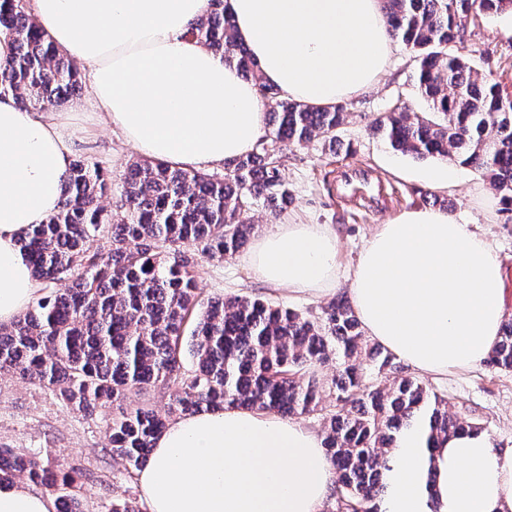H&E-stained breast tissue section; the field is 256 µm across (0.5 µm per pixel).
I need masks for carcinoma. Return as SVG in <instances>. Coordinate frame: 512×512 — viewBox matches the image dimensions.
I'll return each mask as SVG.
<instances>
[{
    "mask_svg": "<svg viewBox=\"0 0 512 512\" xmlns=\"http://www.w3.org/2000/svg\"><path fill=\"white\" fill-rule=\"evenodd\" d=\"M383 8L389 35L412 54L430 111L410 112L397 102L376 115L374 132L397 152L450 159L480 172L512 207V99L475 63L448 50L463 38L461 18L512 13V0H383ZM0 34L14 44L13 55L0 63L1 96L41 111L75 92L79 67L35 24L26 0H0ZM189 34L259 86L270 137L225 164L222 179L135 160L115 214L101 203L109 191L105 175L84 159L73 160L59 209L20 239L35 278L71 286L37 298L19 319L0 326V370L57 390L71 410L84 414L155 383L169 393L170 414L225 406L280 418L320 414L336 475L334 512H382L405 430L418 425L424 447L432 450L450 436L482 428L450 411L445 397L366 336L342 296L318 316L232 295L199 306L196 257L235 255L254 229L243 219L247 211L260 206L276 216L292 200L276 143L303 146L319 137L334 149L347 112L281 98L236 41L224 0H209ZM105 225L103 254L94 241ZM187 354L196 361L191 374L184 369ZM330 361L336 363L334 398L326 404L324 384L310 369ZM484 363L512 370V319L503 322ZM373 373L383 380H371ZM166 427V417L152 408H123L112 416L106 452L125 462L131 480ZM3 477H24L76 507L83 500L82 472L73 464L45 465L1 446ZM107 512L141 510L135 499L117 497Z\"/></svg>",
    "mask_w": 512,
    "mask_h": 512,
    "instance_id": "cac0c4a2",
    "label": "carcinoma"
}]
</instances>
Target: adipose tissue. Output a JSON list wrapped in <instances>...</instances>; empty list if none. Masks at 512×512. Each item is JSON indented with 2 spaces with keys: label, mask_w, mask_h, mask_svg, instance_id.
<instances>
[{
  "label": "adipose tissue",
  "mask_w": 512,
  "mask_h": 512,
  "mask_svg": "<svg viewBox=\"0 0 512 512\" xmlns=\"http://www.w3.org/2000/svg\"><path fill=\"white\" fill-rule=\"evenodd\" d=\"M207 0H30L48 38L89 78L88 103L138 154L178 168L246 156L265 126L257 88L188 34ZM236 38L288 99L328 107L375 86L393 53L382 0H224ZM71 143L62 116L0 97V325L38 284L19 238L59 207ZM338 240L325 224H274L249 256L263 283L332 292ZM504 261L472 225L413 209L381 225L349 278L366 336L431 375L485 360L506 317ZM145 512H322L334 474L318 433L234 407L184 415L137 475ZM388 512H512V452L482 433L436 454L404 437ZM0 512H54L51 497L0 482Z\"/></svg>",
  "instance_id": "1"
}]
</instances>
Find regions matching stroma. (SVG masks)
<instances>
[{
    "mask_svg": "<svg viewBox=\"0 0 512 512\" xmlns=\"http://www.w3.org/2000/svg\"><path fill=\"white\" fill-rule=\"evenodd\" d=\"M456 50L512 96L511 13L468 17L464 40ZM412 71L408 51L395 43L389 75L370 92L346 99L348 117L341 137L350 142V153H331L319 139L301 147L281 143V163L293 202L279 216L258 209L246 219L260 230L274 223L330 225L339 241L336 291L342 294L348 290L362 247L379 225L403 211L436 205L487 236L504 260L506 286L512 289V212L506 210L500 194L489 188L481 173L458 165L453 186L439 191L437 200L423 198L430 185L418 174L440 166V159L421 160L395 152L371 128L374 117L397 100L411 111H428ZM58 110L65 115L73 158L88 159L110 173L112 191L120 193L121 178L136 152L99 111L74 112L66 103ZM196 276L204 301L228 294L262 297L317 314L330 300L326 294L297 296L263 284L239 253L200 259ZM424 381L447 398L452 411L483 427L497 448H512V371L479 364L445 376L428 375ZM117 410L111 404L88 417L68 409L58 392L0 373V445L23 449L42 461L76 464L89 489L86 512H104L113 495L131 487L123 462L105 452Z\"/></svg>",
    "mask_w": 512,
    "mask_h": 512,
    "instance_id": "stroma-1",
    "label": "stroma"
}]
</instances>
